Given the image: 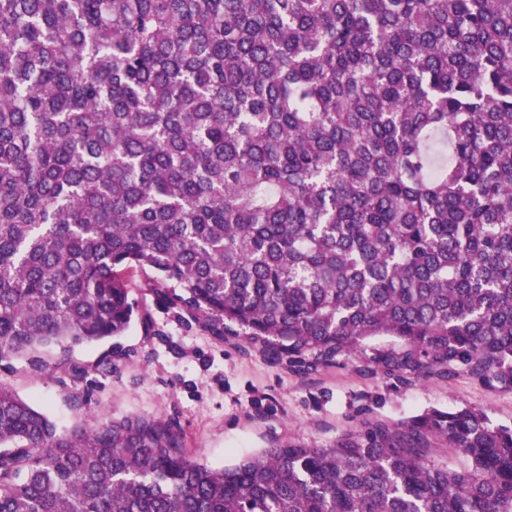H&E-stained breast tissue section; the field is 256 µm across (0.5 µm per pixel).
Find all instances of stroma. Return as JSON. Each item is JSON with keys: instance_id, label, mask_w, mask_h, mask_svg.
Returning a JSON list of instances; mask_svg holds the SVG:
<instances>
[{"instance_id": "stroma-1", "label": "stroma", "mask_w": 512, "mask_h": 512, "mask_svg": "<svg viewBox=\"0 0 512 512\" xmlns=\"http://www.w3.org/2000/svg\"><path fill=\"white\" fill-rule=\"evenodd\" d=\"M152 273L134 278V318L123 335L97 345L42 351L0 367V385L41 409L59 430L96 420L154 416L174 425L189 454L223 467L285 444L330 447L367 422H400L430 411L471 407L512 427V390L470 379L363 375L342 359L302 375L259 343L219 336L201 320L157 300ZM81 378H73V369Z\"/></svg>"}]
</instances>
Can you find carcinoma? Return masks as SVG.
<instances>
[{"label":"carcinoma","mask_w":512,"mask_h":512,"mask_svg":"<svg viewBox=\"0 0 512 512\" xmlns=\"http://www.w3.org/2000/svg\"><path fill=\"white\" fill-rule=\"evenodd\" d=\"M147 270L303 373L511 390L512 0H0V364L122 335ZM0 512H512V428L431 411L214 468L0 386Z\"/></svg>","instance_id":"cac0c4a2"}]
</instances>
